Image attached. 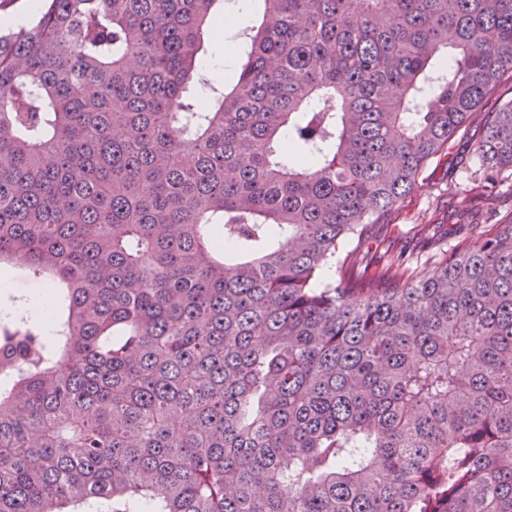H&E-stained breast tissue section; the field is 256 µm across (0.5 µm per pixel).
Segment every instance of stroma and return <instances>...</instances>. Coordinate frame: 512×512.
<instances>
[{
  "mask_svg": "<svg viewBox=\"0 0 512 512\" xmlns=\"http://www.w3.org/2000/svg\"><path fill=\"white\" fill-rule=\"evenodd\" d=\"M479 137L478 125L462 129L384 222L372 225L363 241L346 240L343 251L357 250L375 267L390 260L429 265L448 251L478 246L497 225L512 222V174L486 180L473 151Z\"/></svg>",
  "mask_w": 512,
  "mask_h": 512,
  "instance_id": "1",
  "label": "stroma"
}]
</instances>
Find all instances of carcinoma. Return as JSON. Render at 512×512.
Segmentation results:
<instances>
[{
  "instance_id": "cac0c4a2",
  "label": "carcinoma",
  "mask_w": 512,
  "mask_h": 512,
  "mask_svg": "<svg viewBox=\"0 0 512 512\" xmlns=\"http://www.w3.org/2000/svg\"><path fill=\"white\" fill-rule=\"evenodd\" d=\"M40 0L0 32V512H512V223L338 259L512 74V0ZM474 152L512 170V99ZM338 279L314 287L331 262ZM229 1V2H228ZM239 0H224V5L218 4L220 10H224V13H231V12H239L241 11L240 5L244 3L245 7L242 12L241 16V23H240V15L239 14H224V29L220 30L216 33V35L213 37V40L217 43L224 44V60L226 61V58H229L233 50L232 48L227 44V42L233 43L236 47L239 49L244 47V38L240 34H242L243 30L245 28H250L252 26H258L261 22V17L263 13L264 5L262 1L260 0H246L248 2H240ZM240 23V25H239ZM237 28L231 29L226 31L229 28L236 27ZM226 33L224 34L223 32ZM224 39L227 41H224ZM222 54V48L214 44L210 37L206 36L203 49L199 54V56L201 57L200 68H202L200 73H203L206 76V74L210 73L211 68L216 65L217 61H221V68L223 71L222 80L219 83L212 84L216 87L223 88L224 84L226 85L228 82H230L233 79V77L237 74V72L240 70V67L245 60V56L239 53L235 54L231 65L224 68ZM49 288L46 281L34 276L31 271L23 266L1 267L0 269V302L5 303L13 295L24 294L29 291L28 296L33 298Z\"/></svg>"
}]
</instances>
